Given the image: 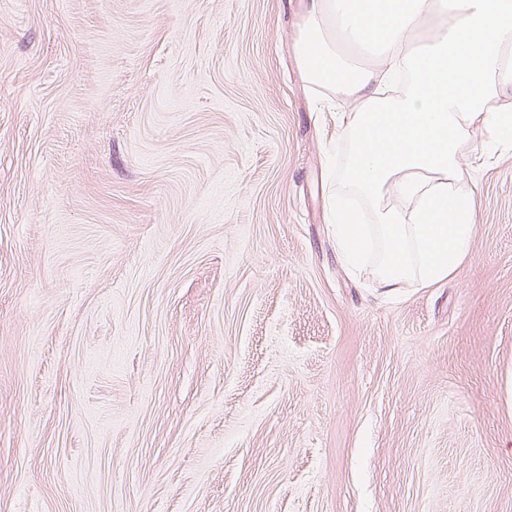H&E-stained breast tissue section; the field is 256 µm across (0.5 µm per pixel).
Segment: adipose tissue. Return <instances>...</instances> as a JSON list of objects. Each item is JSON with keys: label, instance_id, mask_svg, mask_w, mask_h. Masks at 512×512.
Segmentation results:
<instances>
[{"label": "adipose tissue", "instance_id": "ef3b65f1", "mask_svg": "<svg viewBox=\"0 0 512 512\" xmlns=\"http://www.w3.org/2000/svg\"><path fill=\"white\" fill-rule=\"evenodd\" d=\"M340 41L369 45L379 68L351 65ZM295 50L313 84L356 103L340 179L371 221L332 204L344 261L390 289L445 279L480 206L460 160L482 134L512 144V113L490 105L512 91V0H308Z\"/></svg>", "mask_w": 512, "mask_h": 512}]
</instances>
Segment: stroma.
<instances>
[{
  "label": "stroma",
  "instance_id": "35a3bbf8",
  "mask_svg": "<svg viewBox=\"0 0 512 512\" xmlns=\"http://www.w3.org/2000/svg\"><path fill=\"white\" fill-rule=\"evenodd\" d=\"M303 0H0V512H512V147L445 280L329 222Z\"/></svg>",
  "mask_w": 512,
  "mask_h": 512
}]
</instances>
